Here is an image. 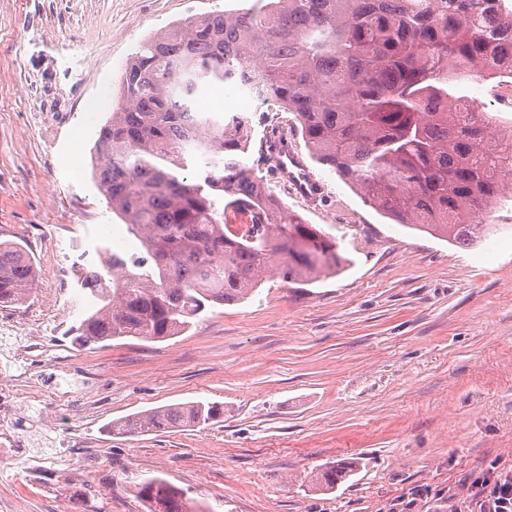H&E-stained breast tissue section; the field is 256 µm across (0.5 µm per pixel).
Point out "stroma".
<instances>
[{"mask_svg": "<svg viewBox=\"0 0 512 512\" xmlns=\"http://www.w3.org/2000/svg\"><path fill=\"white\" fill-rule=\"evenodd\" d=\"M243 0H0V242L22 244L38 280L30 299L0 307L20 334L41 326L43 379L68 373L73 401L15 425L53 454L100 451L107 492L28 482L27 458H0V512H148L137 495L158 477L207 512H473L471 483L512 470V200L481 218L498 230L463 249L397 223L288 140L325 187L309 202L274 194L337 239L350 264L309 285L267 279L248 300L208 310L183 335L81 348L70 333L89 302L77 273L97 248L140 251L93 179L92 148L118 99L124 68L157 32ZM458 92L512 126L501 79ZM222 111L250 112L248 162L261 166L271 128L293 116L227 85ZM221 404V418L139 436L108 423L170 404ZM351 461L324 493L315 469Z\"/></svg>", "mask_w": 512, "mask_h": 512, "instance_id": "stroma-1", "label": "stroma"}]
</instances>
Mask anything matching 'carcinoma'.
<instances>
[{
    "mask_svg": "<svg viewBox=\"0 0 512 512\" xmlns=\"http://www.w3.org/2000/svg\"><path fill=\"white\" fill-rule=\"evenodd\" d=\"M512 77V0H257L189 18L141 42L125 67L116 109L94 146L93 178L141 243L103 251L82 281L90 310L83 345L162 342L207 309L247 299L263 277L314 283L345 258L333 237L288 210L242 157L252 117L197 109L207 89L241 85L294 117L312 157L399 223L475 246L495 229L473 213L512 195V169L491 141L512 127L478 107L459 116L464 79ZM246 213L248 235L228 215ZM31 254L0 242V305L29 298ZM216 402L167 405L112 422L116 435L207 424ZM348 465L314 475L336 486ZM138 496L149 512H205L158 478Z\"/></svg>",
    "mask_w": 512,
    "mask_h": 512,
    "instance_id": "cac0c4a2",
    "label": "carcinoma"
}]
</instances>
